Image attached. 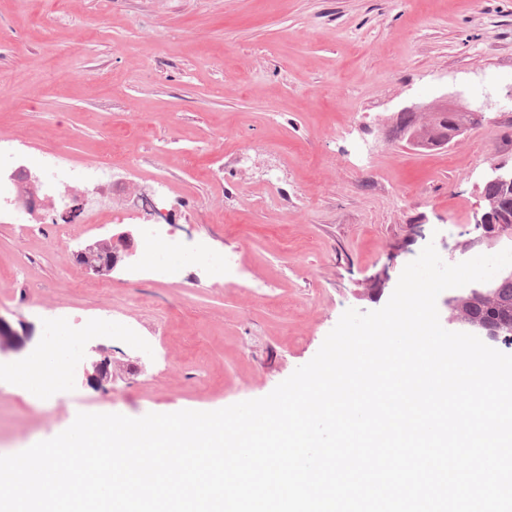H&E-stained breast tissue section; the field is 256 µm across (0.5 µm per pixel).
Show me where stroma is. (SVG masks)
Listing matches in <instances>:
<instances>
[{
    "label": "stroma",
    "mask_w": 512,
    "mask_h": 512,
    "mask_svg": "<svg viewBox=\"0 0 512 512\" xmlns=\"http://www.w3.org/2000/svg\"><path fill=\"white\" fill-rule=\"evenodd\" d=\"M446 94L486 123L433 150L398 138L394 112ZM0 154L35 176L56 158L73 196L107 162L120 185L68 223L51 186L36 214L0 199V455L81 412L260 398L427 244L498 253L470 240L492 167H512V0H0ZM154 205L179 247L165 280L140 234ZM121 232L110 275L76 261ZM49 312L113 383L5 377L49 345Z\"/></svg>",
    "instance_id": "1"
}]
</instances>
